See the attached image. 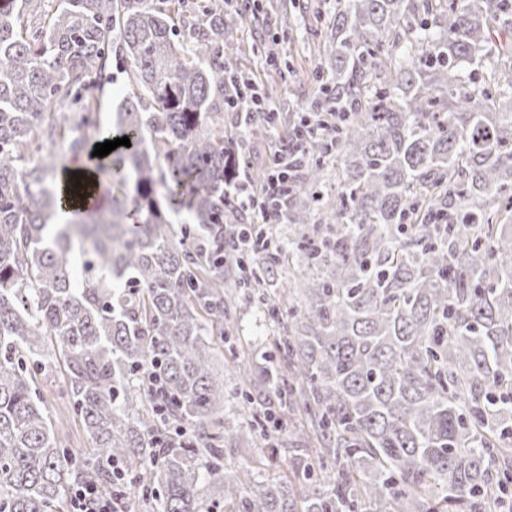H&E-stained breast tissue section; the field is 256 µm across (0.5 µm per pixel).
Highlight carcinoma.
Listing matches in <instances>:
<instances>
[{"label":"carcinoma","mask_w":512,"mask_h":512,"mask_svg":"<svg viewBox=\"0 0 512 512\" xmlns=\"http://www.w3.org/2000/svg\"><path fill=\"white\" fill-rule=\"evenodd\" d=\"M0 0V512L72 487L149 512H479L512 487V0H336L288 247L224 250L260 182L224 122V0ZM123 75L112 125L105 86ZM483 71L476 83L464 70ZM128 137L104 157L95 145ZM336 184L327 183L328 168ZM109 198L72 203L79 172ZM304 271L265 356L276 401L227 430L224 288ZM54 350L89 447L43 408ZM194 434L186 436L185 427ZM275 430L291 474L243 495L224 441ZM220 486L223 494L209 495Z\"/></svg>","instance_id":"carcinoma-1"}]
</instances>
